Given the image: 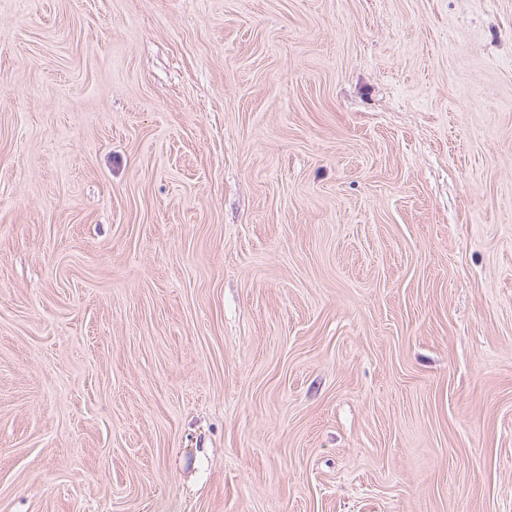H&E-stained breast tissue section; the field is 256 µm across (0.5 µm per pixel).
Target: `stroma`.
Segmentation results:
<instances>
[{
    "instance_id": "1",
    "label": "stroma",
    "mask_w": 512,
    "mask_h": 512,
    "mask_svg": "<svg viewBox=\"0 0 512 512\" xmlns=\"http://www.w3.org/2000/svg\"><path fill=\"white\" fill-rule=\"evenodd\" d=\"M0 512H512V0H0Z\"/></svg>"
}]
</instances>
